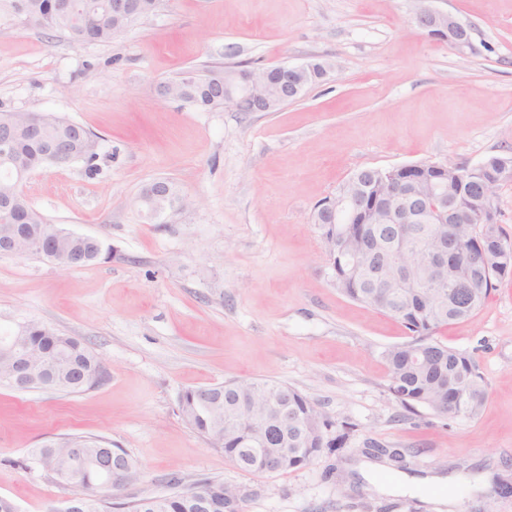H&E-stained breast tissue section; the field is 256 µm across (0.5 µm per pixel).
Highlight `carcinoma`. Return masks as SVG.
<instances>
[{
	"label": "carcinoma",
	"instance_id": "obj_1",
	"mask_svg": "<svg viewBox=\"0 0 512 512\" xmlns=\"http://www.w3.org/2000/svg\"><path fill=\"white\" fill-rule=\"evenodd\" d=\"M50 0H27L23 3V11L17 10V0H0V18L21 17L25 23L47 30L64 31L76 41L86 44H106L112 42L114 36L122 33L130 24H123L112 17L107 0H73L70 11L54 14L50 11ZM222 69H212L204 75L193 74L181 76L173 80L175 89L181 93L180 100L199 108H213L224 104V98L215 96L204 98L199 88L206 81L221 78ZM0 124L9 125L15 132L12 153L23 157L29 166L38 170L44 166H52L54 162L45 152V145L54 144L58 159L71 166L78 161L87 165L90 174L98 171L94 161L97 158V142L90 132L77 133L76 124L58 116L41 113L37 124L30 122L29 114L22 112H0ZM497 157L485 160L482 167L468 171L465 179L454 185L459 203L454 210L458 219L459 233L463 241V264L459 275L480 283V303L471 311L466 312L455 307L436 306L430 315H422L416 302L419 295H431L440 298L437 289H428L423 285L404 290L396 289V295L390 296L385 288H373L362 274L353 276L347 273V264L343 259H336V278L340 280V291L348 298L369 306L400 322L411 335V340L389 348L385 354L390 377V391L406 408L415 404L424 405L436 413L446 417H477L486 398V382L479 372L473 358L463 351L448 347L436 337L444 327L468 320L475 316L485 305L496 283L503 277L512 274V269L499 271L488 277H482L479 267L468 263L472 254L482 251H505L508 261L512 263V242L503 233L499 224H493L488 234L475 231V224L470 222L467 209L468 199L480 189L481 184L489 183L496 172ZM444 172L431 164H421L410 173H395V177H410L416 182L436 180ZM365 194L358 209V217L345 225V231L353 239L371 236L375 230H383L382 225L371 223L372 211L382 202V187L375 178V170L364 169L357 173ZM169 194L160 199L158 204H149L147 209H169L172 203L182 197L181 189L173 182H168ZM19 207L27 215L25 223L32 225L35 240L39 248L34 253L49 257L54 249L64 254L82 252L112 253V248L98 239L87 242L79 239H68L65 230L45 222L44 216L22 196ZM414 241L407 239L403 249H391L380 254L370 251L366 262H393L400 258L401 251L409 250ZM30 345L44 358H50L58 351L67 352L69 359L55 367L54 378L62 385L66 394L78 393L85 387L98 382L103 375L99 357L80 339L67 336L56 329L36 322L27 330ZM240 382L228 381L222 385L207 387V390L224 398V404L235 402ZM247 393L253 404L262 406L271 397H281L288 405V416L295 424L288 425V447L292 452L282 458L280 471L301 468L320 455L325 448H338L342 439L336 438L329 442L320 441L319 432L330 426V423L319 415L316 406L301 391L284 384L270 381H252ZM179 407L186 423L199 435L205 437L221 431L220 425L209 415L201 413L197 408V389H187L180 394ZM252 426L249 418L243 416L237 424L236 434L224 441V456L240 469L257 472L258 465L252 456V449L247 447L251 440ZM73 442L87 449V461L82 467H68V460L60 453L51 455L48 466L56 471L70 468L69 485L81 489V494L92 498L90 512H153L151 499L147 496L128 502H117L107 481L94 468L93 461L102 446L103 438L92 436L71 435L60 440L64 448ZM171 491L165 502L164 512H224L223 483L214 481L212 486L218 493L211 496L206 510L201 511L194 498L182 488L181 479L174 478L170 482Z\"/></svg>",
	"mask_w": 512,
	"mask_h": 512
}]
</instances>
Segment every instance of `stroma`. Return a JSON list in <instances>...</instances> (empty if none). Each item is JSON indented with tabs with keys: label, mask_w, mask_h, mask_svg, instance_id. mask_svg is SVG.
Wrapping results in <instances>:
<instances>
[{
	"label": "stroma",
	"mask_w": 512,
	"mask_h": 512,
	"mask_svg": "<svg viewBox=\"0 0 512 512\" xmlns=\"http://www.w3.org/2000/svg\"><path fill=\"white\" fill-rule=\"evenodd\" d=\"M432 6L470 27L473 53L419 29L415 0H160L107 44L0 21V111L50 113L98 137L96 176L81 162L45 168L23 190L47 223L112 248L78 267L0 254V330L47 323L103 366L75 394L0 385V496L48 512L74 495L32 458L84 435L139 462L119 499L177 477L224 483L239 512H512V276L438 334L478 364L482 414L410 412L384 358L407 330L334 287L311 222L363 169L512 156V0ZM313 58L335 72L272 112L158 93L188 71ZM157 179L191 201L165 224L138 203ZM238 379L298 389L345 445L284 473L239 469L178 412L184 390ZM373 442L405 469L386 457L366 469Z\"/></svg>",
	"instance_id": "obj_1"
}]
</instances>
